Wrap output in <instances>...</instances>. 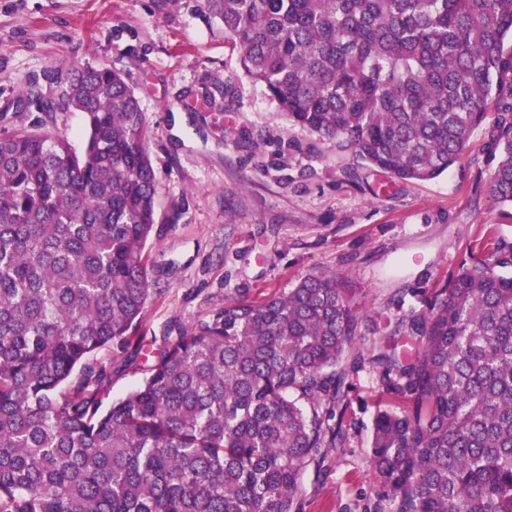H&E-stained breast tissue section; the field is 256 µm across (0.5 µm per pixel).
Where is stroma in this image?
<instances>
[{
	"mask_svg": "<svg viewBox=\"0 0 512 512\" xmlns=\"http://www.w3.org/2000/svg\"><path fill=\"white\" fill-rule=\"evenodd\" d=\"M201 0H0V130L45 118L22 91L57 95L85 65L122 71L145 115L159 219L145 250L155 288L137 364L112 372L107 400L144 378L157 337L208 320L225 302L284 294L335 275L371 356L411 295L424 308L490 226L512 236V209L485 193L490 168L475 134L440 177L401 182L338 157L290 126L244 77L239 49ZM385 398L372 366L351 379L346 439L300 483L303 512H391L370 460Z\"/></svg>",
	"mask_w": 512,
	"mask_h": 512,
	"instance_id": "1",
	"label": "stroma"
}]
</instances>
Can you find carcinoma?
Instances as JSON below:
<instances>
[{"instance_id":"1","label":"carcinoma","mask_w":512,"mask_h":512,"mask_svg":"<svg viewBox=\"0 0 512 512\" xmlns=\"http://www.w3.org/2000/svg\"><path fill=\"white\" fill-rule=\"evenodd\" d=\"M243 75L292 126L405 182L483 130L486 193L512 208V0H202ZM47 116L0 132V512H302L300 480L345 438L359 319L334 275L235 299L135 361L157 223L144 111L112 66L74 70ZM370 457L393 512H512V237L487 235L372 357ZM54 126L49 125L50 129L65 134L76 148H80L83 143L84 125L80 112H56Z\"/></svg>"}]
</instances>
